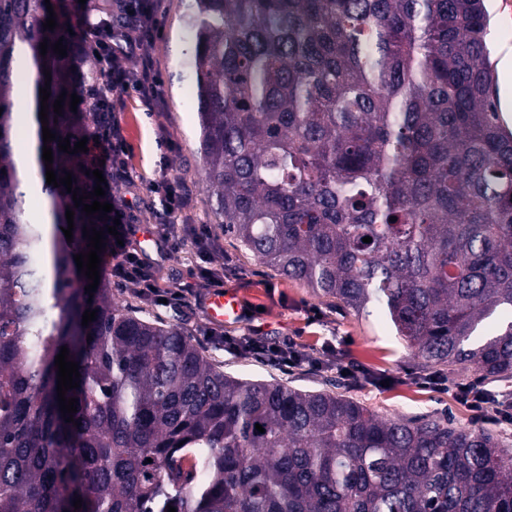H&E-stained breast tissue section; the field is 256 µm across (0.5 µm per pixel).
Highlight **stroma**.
<instances>
[{"instance_id": "stroma-1", "label": "stroma", "mask_w": 512, "mask_h": 512, "mask_svg": "<svg viewBox=\"0 0 512 512\" xmlns=\"http://www.w3.org/2000/svg\"><path fill=\"white\" fill-rule=\"evenodd\" d=\"M191 0H161L159 37L146 44L145 52L161 66L163 105L146 107L135 92L124 97L117 118L129 145L130 183L111 184L116 197H131L133 214L154 235L143 249L155 256L168 229L156 223L154 208L160 199L152 184L161 177L179 181L196 206L195 223L207 225L217 249L215 261L224 267V288L238 300L242 318L234 324L215 326L193 298L182 304H144L129 289L113 285L112 298L140 318L184 328L203 354L224 372L245 378L278 381L303 390H323L343 382L336 371L338 358L368 373V380L347 385L348 396L387 417L449 416L463 429L476 427L496 433L512 446V424L494 419L475 421L467 404L456 399L457 386L474 383V368L442 371L444 386L429 384L428 371L418 365L387 319L357 316L334 302L314 297L298 281L286 279L241 250L219 229L206 204L202 162L197 153L193 84L185 68L191 35L185 20ZM199 259L192 243L162 261L155 272L161 288L173 289L194 280ZM262 331L276 342H292L303 360L291 368L277 361H262L248 352L225 348L224 338L237 339Z\"/></svg>"}]
</instances>
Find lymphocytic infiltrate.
<instances>
[{
    "instance_id": "obj_1",
    "label": "lymphocytic infiltrate",
    "mask_w": 512,
    "mask_h": 512,
    "mask_svg": "<svg viewBox=\"0 0 512 512\" xmlns=\"http://www.w3.org/2000/svg\"><path fill=\"white\" fill-rule=\"evenodd\" d=\"M158 0H119L111 18L88 13L81 17L79 25L85 36L79 45L82 56L98 58L100 68L99 107L106 114L104 135L99 136L97 160L102 161L106 182L126 178L128 170L127 143L123 129L113 113L129 90H137L147 107L158 105L157 88L161 75L155 61L144 54L142 48L159 34L157 17ZM134 14L139 22L130 29H123L122 19ZM113 214L119 215L120 241L112 245L116 258L111 266L113 280L124 285L145 303L159 300L153 278V264L141 258L131 246L136 235L137 223L126 199L109 197Z\"/></svg>"
}]
</instances>
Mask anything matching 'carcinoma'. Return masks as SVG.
Wrapping results in <instances>:
<instances>
[{"instance_id":"carcinoma-1","label":"carcinoma","mask_w":512,"mask_h":512,"mask_svg":"<svg viewBox=\"0 0 512 512\" xmlns=\"http://www.w3.org/2000/svg\"><path fill=\"white\" fill-rule=\"evenodd\" d=\"M486 2L194 0L186 66L224 235L317 298L383 314L423 368L508 380L512 135L490 93ZM50 3L53 30L45 0H0V512H512L499 437L234 377L108 285L76 287L82 229L103 221L46 183L44 70L52 170L81 192L90 154L58 143L91 137L103 113L70 111L71 94L86 102L96 88V64L76 60L74 0ZM29 72L36 164L19 168L14 90ZM35 193L48 233L28 208ZM68 209L70 243L58 233ZM62 346L81 374L71 422L57 400Z\"/></svg>"}]
</instances>
